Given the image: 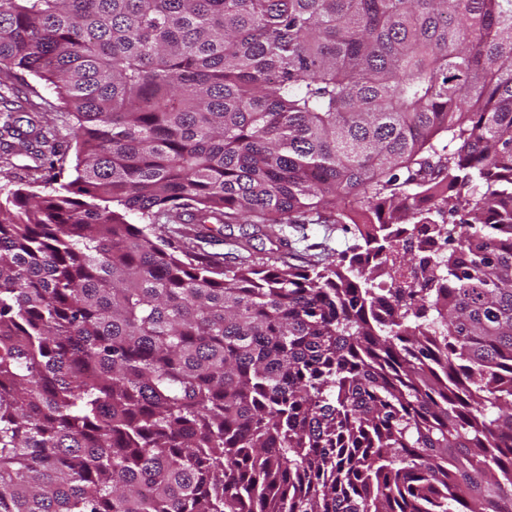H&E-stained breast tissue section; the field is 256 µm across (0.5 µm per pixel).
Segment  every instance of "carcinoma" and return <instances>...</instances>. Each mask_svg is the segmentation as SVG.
Masks as SVG:
<instances>
[{
    "label": "carcinoma",
    "instance_id": "carcinoma-1",
    "mask_svg": "<svg viewBox=\"0 0 512 512\" xmlns=\"http://www.w3.org/2000/svg\"><path fill=\"white\" fill-rule=\"evenodd\" d=\"M15 68L0 512H512V0H0ZM12 90L6 93L9 100L20 101L23 106H27L26 109L31 116H35L34 111H31L29 106L26 104V100L33 104H44L46 107L49 102L54 108L50 117L56 118L55 122L59 129V150L65 152L67 155L66 169L64 172V178L61 177V181H66L69 174L73 173V166L75 165L76 149L75 142L72 139L73 127L75 126L76 120L71 114H68L64 110V105L58 99V96L53 88L48 86L44 81L29 75L27 72L20 71L18 69L10 71ZM18 97V98H17ZM46 102V103H44ZM12 141L7 135L0 136V196L5 198L7 191L17 188L19 183H26L28 186L25 188L39 194H45L50 191L52 181L48 176V172L41 170L37 173L28 171L22 167L15 166L23 165L25 163L34 165L29 160H21L18 157L8 155L9 152L6 148V143ZM2 193V194H1ZM184 225V226H182ZM175 227H183L186 231L194 233V231L202 230L207 235L214 238H206L208 240L199 243V245L208 252H217L224 254V262L231 263L235 261L234 257L239 254L236 251L235 241L242 235V228L239 225L224 226V224H205L203 229L195 224H176ZM209 240H217L209 241ZM210 242V243H208ZM243 231L254 235L251 243L257 256L266 253L299 266L313 255L340 253L352 243L351 234L336 224H288L280 233L281 241L268 239L252 226H243Z\"/></svg>",
    "mask_w": 512,
    "mask_h": 512
}]
</instances>
